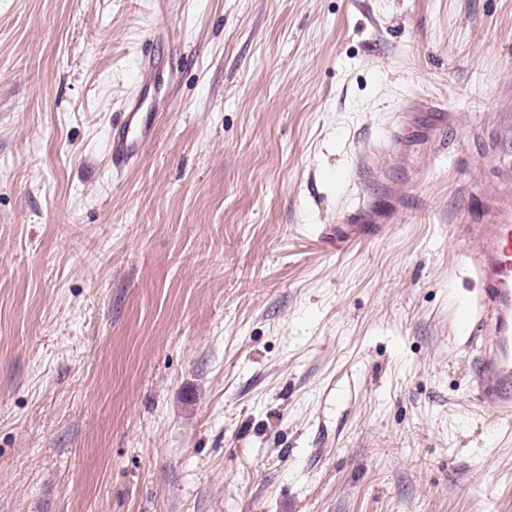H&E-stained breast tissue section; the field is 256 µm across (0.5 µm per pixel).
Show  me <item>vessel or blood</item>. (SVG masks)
Returning a JSON list of instances; mask_svg holds the SVG:
<instances>
[{
  "label": "vessel or blood",
  "instance_id": "1",
  "mask_svg": "<svg viewBox=\"0 0 512 512\" xmlns=\"http://www.w3.org/2000/svg\"><path fill=\"white\" fill-rule=\"evenodd\" d=\"M153 127L139 99H127L124 120L110 133L109 157L115 172L143 155ZM470 234L479 243L472 265L481 288L463 318L472 322L473 335L487 327L492 330L489 345L473 364L472 384L485 414L498 419L512 416V215L471 225Z\"/></svg>",
  "mask_w": 512,
  "mask_h": 512
}]
</instances>
